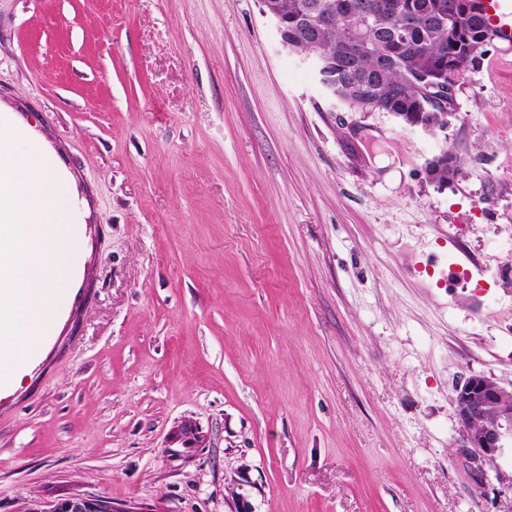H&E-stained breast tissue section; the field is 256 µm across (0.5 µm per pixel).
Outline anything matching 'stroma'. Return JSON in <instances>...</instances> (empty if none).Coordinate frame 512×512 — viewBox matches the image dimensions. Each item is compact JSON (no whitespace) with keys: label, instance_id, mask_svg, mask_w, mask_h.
<instances>
[{"label":"stroma","instance_id":"1","mask_svg":"<svg viewBox=\"0 0 512 512\" xmlns=\"http://www.w3.org/2000/svg\"><path fill=\"white\" fill-rule=\"evenodd\" d=\"M0 110L62 152L96 278L0 395V512L512 503L454 410L512 386V42L431 135L332 107L259 0H0ZM104 509L103 512H141L144 508H120L114 506L112 500L102 497L91 499L86 497H73L55 502L50 506L41 501H31L24 512H98L96 509ZM135 509V510H130Z\"/></svg>","mask_w":512,"mask_h":512}]
</instances>
